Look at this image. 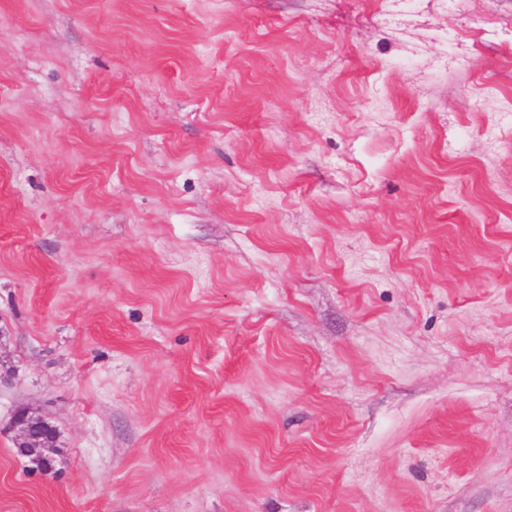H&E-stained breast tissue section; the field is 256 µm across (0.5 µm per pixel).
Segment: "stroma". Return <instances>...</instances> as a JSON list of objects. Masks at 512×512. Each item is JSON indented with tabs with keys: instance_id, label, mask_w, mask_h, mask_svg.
I'll return each mask as SVG.
<instances>
[{
	"instance_id": "obj_1",
	"label": "stroma",
	"mask_w": 512,
	"mask_h": 512,
	"mask_svg": "<svg viewBox=\"0 0 512 512\" xmlns=\"http://www.w3.org/2000/svg\"><path fill=\"white\" fill-rule=\"evenodd\" d=\"M511 107L512 0H0V512H512ZM10 427L16 431L18 453L28 458L32 469L41 472V461L52 458L50 453L55 447L52 440L54 426L45 418L23 409L14 413Z\"/></svg>"
}]
</instances>
